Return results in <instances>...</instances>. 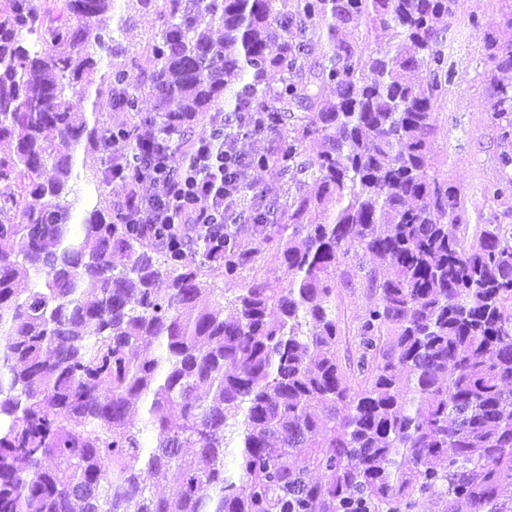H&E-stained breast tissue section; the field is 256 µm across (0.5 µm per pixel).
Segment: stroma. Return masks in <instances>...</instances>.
<instances>
[{"label":"stroma","instance_id":"obj_1","mask_svg":"<svg viewBox=\"0 0 512 512\" xmlns=\"http://www.w3.org/2000/svg\"><path fill=\"white\" fill-rule=\"evenodd\" d=\"M127 26L121 41L127 50L125 63L133 75H145L154 68L145 43L159 26L153 10L140 0H119ZM503 0H457L456 15L447 32L446 51L455 62V75L440 99L437 133L434 142L435 167L440 179L459 187L467 197L471 223L502 224L512 228V197L492 199L486 189L502 177L500 158L512 154V138H503L488 112L490 64L482 47L484 33L498 41L512 39V29L501 23ZM104 150L79 152L76 171L79 185L87 192L89 204L99 198L119 203L125 187L114 181L95 191L93 179L103 167ZM366 289L342 288L336 298V314L342 335L337 346L340 362L355 357L358 338L354 326L360 315L372 305Z\"/></svg>","mask_w":512,"mask_h":512}]
</instances>
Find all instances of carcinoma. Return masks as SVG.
I'll return each mask as SVG.
<instances>
[{"instance_id":"carcinoma-1","label":"carcinoma","mask_w":512,"mask_h":512,"mask_svg":"<svg viewBox=\"0 0 512 512\" xmlns=\"http://www.w3.org/2000/svg\"><path fill=\"white\" fill-rule=\"evenodd\" d=\"M115 2L0 0V241L21 244L0 249V512H401L441 488L448 512H512V230L477 224L467 241L462 191L433 163L455 75L437 22L456 0H140L160 27L138 79L99 69L123 51ZM329 18L393 42L361 47L331 24L312 70L293 31ZM483 48L512 72V42L487 33ZM318 83L336 98L320 102ZM490 85L511 135L512 82ZM71 92L128 113L116 132L131 154L141 127L159 150L227 102L224 137L271 138L245 166L272 183L241 180L224 249L198 241L190 263L123 204L79 215L76 154L107 141ZM311 139L323 148L304 159ZM294 171L311 192L288 186ZM269 244L279 266L262 274ZM339 288L373 297L355 384L337 357Z\"/></svg>"}]
</instances>
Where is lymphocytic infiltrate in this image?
<instances>
[{"label":"lymphocytic infiltrate","mask_w":512,"mask_h":512,"mask_svg":"<svg viewBox=\"0 0 512 512\" xmlns=\"http://www.w3.org/2000/svg\"><path fill=\"white\" fill-rule=\"evenodd\" d=\"M213 129L204 130L189 148L175 146L167 155L126 154L113 147L109 161L119 170L135 164L141 182L153 192L128 207L129 223L144 231H165L169 245L181 249L197 240L224 241V211L234 205L238 179L233 170L235 142L224 137V115H213Z\"/></svg>","instance_id":"f902f5d3"}]
</instances>
